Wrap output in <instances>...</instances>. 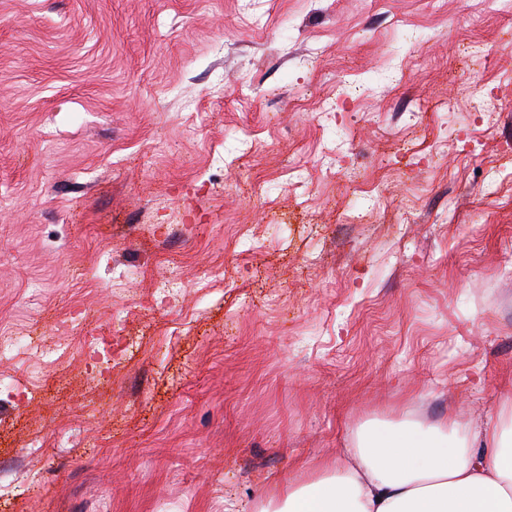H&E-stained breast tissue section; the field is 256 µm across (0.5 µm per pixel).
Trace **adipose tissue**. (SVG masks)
<instances>
[{
	"label": "adipose tissue",
	"mask_w": 512,
	"mask_h": 512,
	"mask_svg": "<svg viewBox=\"0 0 512 512\" xmlns=\"http://www.w3.org/2000/svg\"><path fill=\"white\" fill-rule=\"evenodd\" d=\"M508 415L512 403L454 436L444 419L366 422L310 481L239 512H512V445L501 429ZM478 436L491 452L472 448Z\"/></svg>",
	"instance_id": "obj_1"
}]
</instances>
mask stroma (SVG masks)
<instances>
[{"instance_id":"stroma-1","label":"stroma","mask_w":512,"mask_h":512,"mask_svg":"<svg viewBox=\"0 0 512 512\" xmlns=\"http://www.w3.org/2000/svg\"><path fill=\"white\" fill-rule=\"evenodd\" d=\"M505 57L468 0H0V331L127 317L111 372L0 361V512H225L512 400ZM352 201L356 203L357 207L351 208L350 215L347 216V221L350 225L362 224L364 220V211L366 207L371 210L380 209L383 204V196L377 190L376 186L369 185L368 182L363 181L355 187L352 193ZM364 207L362 208V206ZM160 286L156 289L157 293L176 301L184 291V283L179 273L174 269H168L160 280Z\"/></svg>"}]
</instances>
